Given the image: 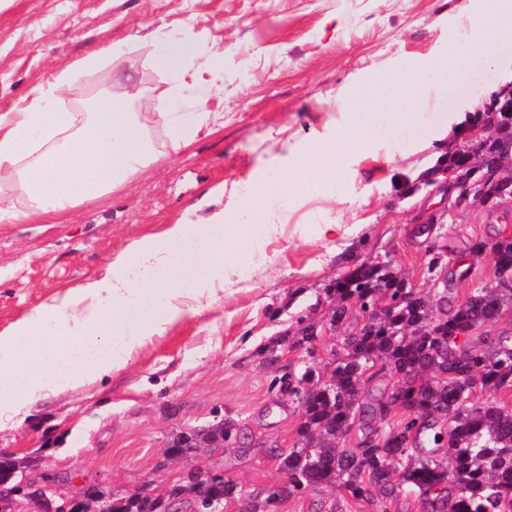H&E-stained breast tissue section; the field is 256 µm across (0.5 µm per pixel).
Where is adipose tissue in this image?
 I'll return each mask as SVG.
<instances>
[{
	"label": "adipose tissue",
	"mask_w": 512,
	"mask_h": 512,
	"mask_svg": "<svg viewBox=\"0 0 512 512\" xmlns=\"http://www.w3.org/2000/svg\"><path fill=\"white\" fill-rule=\"evenodd\" d=\"M155 67L171 75L166 92L139 97L173 148L189 145L214 121L205 98L190 99L186 59L195 41L191 23L157 32ZM512 66V0H477L468 27L448 41V59L391 70L384 83L364 81L349 93V122L340 138L305 146L285 144L287 164L250 187L242 207L252 218L223 224H176L161 236L133 241L107 276L35 308L10 334L0 336V420L21 403L49 392L78 389L125 365L130 351L172 322L208 307L224 254L251 259L267 221L300 195L339 191L347 160L366 142L408 124L426 102L447 109L449 125L463 115L447 90L460 80L487 82ZM73 69L56 72L21 109L0 113V181L14 183L29 205L0 196V224H27L38 215L67 221L84 203L139 179L155 151L129 100L101 95L94 111L61 109Z\"/></svg>",
	"instance_id": "ef3b65f1"
}]
</instances>
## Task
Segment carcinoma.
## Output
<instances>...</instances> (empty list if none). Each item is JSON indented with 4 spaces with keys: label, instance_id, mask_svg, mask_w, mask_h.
Wrapping results in <instances>:
<instances>
[{
    "label": "carcinoma",
    "instance_id": "carcinoma-1",
    "mask_svg": "<svg viewBox=\"0 0 512 512\" xmlns=\"http://www.w3.org/2000/svg\"><path fill=\"white\" fill-rule=\"evenodd\" d=\"M498 119L499 137L476 153L474 164L512 172V115L500 112ZM428 250L429 279L436 281L447 246ZM468 252L471 259L495 255V283L474 286L458 303L436 288L410 299L409 281L392 261L352 258L328 288L336 348L324 365L315 355L317 326L298 320L302 327L288 343L309 361L275 380L300 414L293 446L275 455L288 482L280 498L338 488L370 512H390L406 491L422 497L426 512H512V405L500 398L512 391V332L491 329L512 309V237L475 239ZM353 317L365 321L362 328L347 329ZM387 374L406 393L367 390ZM479 391L489 397L475 399ZM354 428L360 440L346 448L345 433ZM238 436V425L222 419L203 436H174L166 452L171 458L186 452L189 439L230 448ZM242 496L254 501V512L279 504L231 480L205 488L185 481L169 498L190 509L203 497ZM157 510V500L146 495L112 499V512Z\"/></svg>",
    "mask_w": 512,
    "mask_h": 512
}]
</instances>
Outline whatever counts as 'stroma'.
<instances>
[{"label":"stroma","instance_id":"obj_1","mask_svg":"<svg viewBox=\"0 0 512 512\" xmlns=\"http://www.w3.org/2000/svg\"><path fill=\"white\" fill-rule=\"evenodd\" d=\"M472 0H0V113L88 50L127 41L128 53L78 77L69 97L124 96V73L152 93L171 78L153 65L158 28L192 20L198 38L189 67L219 118L180 150L149 125L156 159L136 182L80 207L66 222L0 224V333L39 305L103 279L132 241L175 224H209L237 212L241 191L285 166L283 141L304 145L341 137L348 94L381 81L387 66L416 65L448 53V28L468 25ZM443 112H420L407 142L375 141L350 158L336 197L306 194L287 220L253 247L251 267L226 258L215 300L135 348L112 377L61 389L0 423V448L32 457L37 473L106 481L114 494L143 484L162 491L183 468L165 461L168 441L230 419L235 448H203L199 462L248 489L283 479L272 449L290 447L300 422L274 388L281 368L302 353L283 338L299 319L327 325L326 290L352 255L392 261L424 285L427 244L415 229L437 215L451 260L471 240L512 237V209H451L445 181L426 182L423 163L448 164ZM343 224L330 237L323 225ZM276 348L269 362L266 349ZM364 512L343 491L323 488L273 512Z\"/></svg>","mask_w":512,"mask_h":512}]
</instances>
